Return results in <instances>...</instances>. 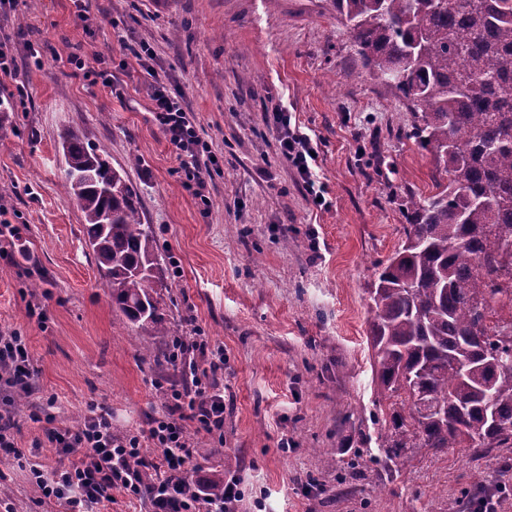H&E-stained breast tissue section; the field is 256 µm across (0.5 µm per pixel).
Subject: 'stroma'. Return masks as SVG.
Here are the masks:
<instances>
[{"label": "stroma", "instance_id": "stroma-1", "mask_svg": "<svg viewBox=\"0 0 512 512\" xmlns=\"http://www.w3.org/2000/svg\"><path fill=\"white\" fill-rule=\"evenodd\" d=\"M18 0L0 36L33 43L42 66L0 83V333L25 336L32 387L15 394L24 456L36 448L48 397L56 426L89 404L111 408L116 431L147 429L177 381L167 340L112 306L81 214L63 195L59 134L70 128L129 169L160 257L172 334L193 317L224 350V437L195 434V476L238 477L239 512H446L482 487L512 512V448L408 450L386 459L368 344L367 288L398 248L410 195L432 189L433 155L409 139L413 117L364 68L333 0ZM148 44L221 155L208 209L183 185L180 162L148 110L149 76L129 65ZM111 69L113 87L99 70ZM282 104L318 143L323 205L313 203L264 122ZM46 309L44 321L28 303ZM17 460H0V512H65L40 504Z\"/></svg>", "mask_w": 512, "mask_h": 512}]
</instances>
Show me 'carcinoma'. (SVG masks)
<instances>
[{"label":"carcinoma","mask_w":512,"mask_h":512,"mask_svg":"<svg viewBox=\"0 0 512 512\" xmlns=\"http://www.w3.org/2000/svg\"><path fill=\"white\" fill-rule=\"evenodd\" d=\"M364 66L414 114L448 183L407 202L401 247L375 265L369 339L381 447L512 448V0H334ZM63 187L100 278L133 326L167 336L141 202L107 151L65 129ZM424 400L441 402L428 417Z\"/></svg>","instance_id":"carcinoma-1"}]
</instances>
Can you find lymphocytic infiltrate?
I'll return each mask as SVG.
<instances>
[{
    "instance_id": "1",
    "label": "lymphocytic infiltrate",
    "mask_w": 512,
    "mask_h": 512,
    "mask_svg": "<svg viewBox=\"0 0 512 512\" xmlns=\"http://www.w3.org/2000/svg\"><path fill=\"white\" fill-rule=\"evenodd\" d=\"M131 54L135 64L152 77L150 112L180 161L184 186L202 206H209L206 179L220 165L217 153L200 136L196 115L179 90L156 73L150 46L140 45ZM265 122L274 131L289 167L306 191H313L317 159L311 136L292 124L288 113L277 106L266 112ZM193 351L198 353V360H188V353ZM167 361L187 365L192 385L170 389L167 414L154 418L143 433L114 432L111 408L95 404L79 425L53 427L57 401L47 399L45 419L51 427L45 433L46 441L66 463L52 470L30 463V483L40 501H57L67 512H107L114 494L119 493L131 500H148L151 512H236L244 498L239 479L225 480L222 493L217 494L210 479L190 477L188 466L197 448L175 418L176 412L186 409L198 431L223 434L224 392L216 376L224 368V353L211 349L203 336H176L169 345ZM30 378L25 337L16 332L1 334L0 388L25 390ZM147 440L162 450L161 457L149 463L142 459Z\"/></svg>"
}]
</instances>
